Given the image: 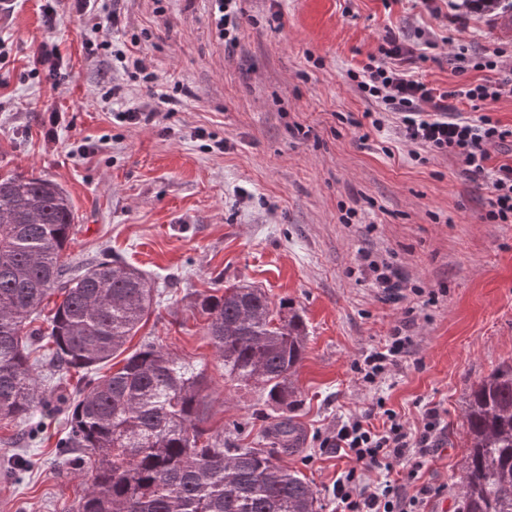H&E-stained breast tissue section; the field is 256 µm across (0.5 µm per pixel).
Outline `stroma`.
Listing matches in <instances>:
<instances>
[{
  "label": "stroma",
  "instance_id": "1",
  "mask_svg": "<svg viewBox=\"0 0 512 512\" xmlns=\"http://www.w3.org/2000/svg\"><path fill=\"white\" fill-rule=\"evenodd\" d=\"M40 0H0V173L49 178L76 212L68 249L74 264L104 252L146 273L155 312L126 344L166 346L188 365H206L212 389L206 428L239 426L238 443L264 448L281 418L302 437L284 456L319 492L320 512H341L332 486L347 463L325 448L341 421L376 401L417 429L440 412L435 448L420 472L433 493L425 512H456L467 448L466 399L512 363V223L492 224L488 184L455 160L412 158L392 120L363 131L355 119L375 105L348 71L362 70L386 36L418 46L411 71L442 90L496 81L503 70L458 72V49L512 57L501 9L456 0H241L237 40L215 32L211 0H116L83 17L59 0L45 29ZM161 88L183 86L166 118L127 124L119 112L149 101L145 87L92 54L90 43L130 42ZM54 44L66 77L29 73L42 42ZM122 98L103 103L110 83ZM59 124L50 127L49 110ZM392 263L410 284L435 292L392 301L358 270L360 251ZM234 283L263 288L307 325L289 410L262 390L224 380V364L192 304ZM406 325L411 353L378 383L355 361ZM36 439L0 421V459L20 458L23 479L0 466V512H68L79 471L53 467L67 412L54 396L31 418Z\"/></svg>",
  "mask_w": 512,
  "mask_h": 512
}]
</instances>
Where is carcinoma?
Here are the masks:
<instances>
[{
	"mask_svg": "<svg viewBox=\"0 0 512 512\" xmlns=\"http://www.w3.org/2000/svg\"><path fill=\"white\" fill-rule=\"evenodd\" d=\"M74 207L57 182L0 175V420L25 421L44 399L33 347L53 371L80 374L60 464L85 470L75 512H319L317 492L283 463L295 427L271 448H242L204 427L206 369L148 342L108 375L100 367L153 312L145 275L105 256L70 275ZM57 300H52V297ZM224 360V380L288 408L306 351L302 316L260 288L224 287L193 305ZM457 512H512V364L472 389Z\"/></svg>",
	"mask_w": 512,
	"mask_h": 512,
	"instance_id": "1",
	"label": "carcinoma"
}]
</instances>
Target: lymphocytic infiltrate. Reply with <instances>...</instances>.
<instances>
[{
  "label": "lymphocytic infiltrate",
  "instance_id": "lymphocytic-infiltrate-1",
  "mask_svg": "<svg viewBox=\"0 0 512 512\" xmlns=\"http://www.w3.org/2000/svg\"><path fill=\"white\" fill-rule=\"evenodd\" d=\"M107 59L120 63L132 79L141 81L154 99L152 109L131 107L121 112L122 120L137 124L152 121L171 112L177 99L158 90L156 77L147 72L140 58L114 47L112 42L100 44ZM413 46L387 37L365 66L357 82L361 93L384 111L396 115L397 133L414 147L447 156L458 161L464 171L487 179L490 190L488 221L512 223V162L491 165L490 147L504 146L512 139V128H506L489 115L465 117L449 112V100L465 99L490 104L501 97L512 96V76L450 90H439L413 78L404 64L414 56ZM412 343L405 327L397 326L384 347L366 353L355 370L369 383L387 368L396 366L408 353ZM380 424L353 416L336 429L329 444L348 458L350 468L337 478L333 495L342 512H422L427 487H415L419 469L430 451L440 424L438 409H429L420 432H412L392 410H383ZM378 471L379 480L368 483L366 474Z\"/></svg>",
  "mask_w": 512,
  "mask_h": 512
}]
</instances>
